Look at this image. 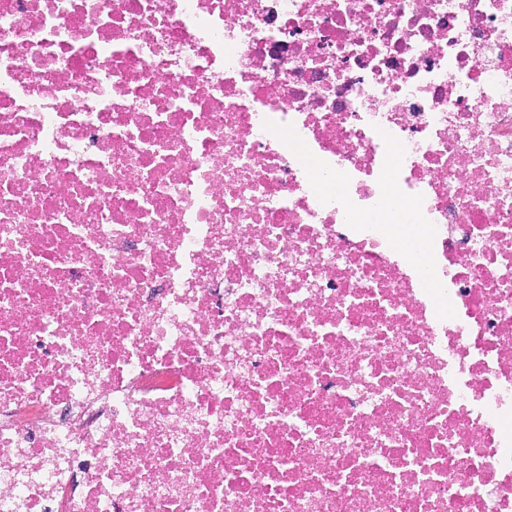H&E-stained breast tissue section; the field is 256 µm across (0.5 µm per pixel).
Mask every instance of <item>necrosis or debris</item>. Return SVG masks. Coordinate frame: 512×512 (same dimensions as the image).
I'll use <instances>...</instances> for the list:
<instances>
[{
	"mask_svg": "<svg viewBox=\"0 0 512 512\" xmlns=\"http://www.w3.org/2000/svg\"><path fill=\"white\" fill-rule=\"evenodd\" d=\"M0 512H512V0H0Z\"/></svg>",
	"mask_w": 512,
	"mask_h": 512,
	"instance_id": "1",
	"label": "necrosis or debris"
}]
</instances>
